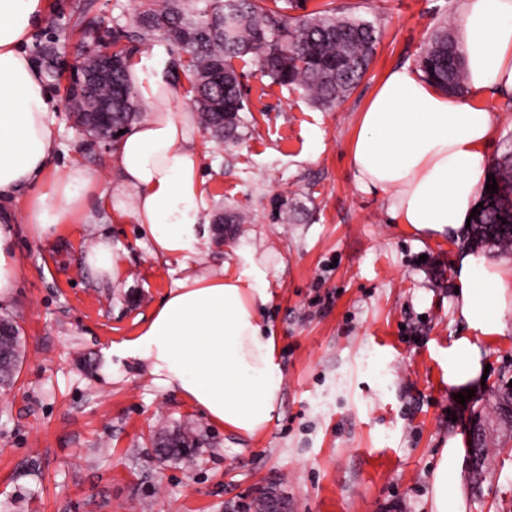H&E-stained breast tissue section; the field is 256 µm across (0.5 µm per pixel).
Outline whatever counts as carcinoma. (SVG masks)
I'll return each mask as SVG.
<instances>
[{
    "mask_svg": "<svg viewBox=\"0 0 512 512\" xmlns=\"http://www.w3.org/2000/svg\"><path fill=\"white\" fill-rule=\"evenodd\" d=\"M197 2L143 0L132 27L118 22L112 26V80L85 83V75L103 67L95 53L85 54L77 74L67 76V96L85 105L86 111L112 100V128L105 134L112 135L113 142L142 114L138 91L127 78L129 55L124 40L145 45L159 34L186 54V59L174 64L173 81L178 83L184 76L190 82L191 102L206 130L217 139L234 140L244 125L245 104L241 75L232 60L255 57L263 76L272 82L301 89L315 104L331 107L356 88L381 39L371 23L338 16L331 8L291 16L265 8L264 0H206L202 9ZM418 68L446 92L466 91L468 76L450 21L443 20L430 36ZM487 175L496 179L498 192L483 191V206L471 218L469 239L478 247L492 235L498 247L507 249L512 246V229L503 227L499 217L512 212L511 143L505 145L504 161ZM19 360L18 356L0 360L1 386H11ZM488 416L512 420L511 386L506 384L493 394ZM196 446L193 428L185 426L161 438L157 452L167 460L183 461L192 457Z\"/></svg>",
    "mask_w": 512,
    "mask_h": 512,
    "instance_id": "cac0c4a2",
    "label": "carcinoma"
}]
</instances>
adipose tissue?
Returning a JSON list of instances; mask_svg holds the SVG:
<instances>
[{
  "instance_id": "ef3b65f1",
  "label": "adipose tissue",
  "mask_w": 512,
  "mask_h": 512,
  "mask_svg": "<svg viewBox=\"0 0 512 512\" xmlns=\"http://www.w3.org/2000/svg\"><path fill=\"white\" fill-rule=\"evenodd\" d=\"M46 8V0H0V200L43 179L45 192L26 210L36 235L75 223L94 195L130 212L156 257L192 259L207 236L200 228L204 181L192 115L173 111L168 82L147 75L142 64L129 65L128 79L153 117L117 143L119 182L101 189L98 175L77 165L47 178L56 103L21 49ZM459 17L467 95L445 93L411 67L391 70L360 112L349 147L359 189L385 193L392 221L422 236L466 234L496 125L495 113L479 99L512 94V0H460ZM129 190L134 202L128 207L121 198ZM454 265L457 313L468 328L447 350L445 380L455 393L480 385L481 344L503 335L512 318V264L463 248ZM19 271L13 220L6 216L0 218V302L12 296ZM269 299L258 283L222 271L176 281L123 349L148 362L160 383L209 423L257 436L271 421L281 387L275 339L259 318ZM465 455L459 435L441 448L431 476L432 512H466Z\"/></svg>"
}]
</instances>
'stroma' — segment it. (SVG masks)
I'll use <instances>...</instances> for the list:
<instances>
[{"mask_svg":"<svg viewBox=\"0 0 512 512\" xmlns=\"http://www.w3.org/2000/svg\"><path fill=\"white\" fill-rule=\"evenodd\" d=\"M372 22L375 58L338 107L262 76L234 60L248 111L238 141L196 128L205 181L201 221L233 209L244 224L181 263L150 254L132 219L115 221L95 200L49 240L24 220L30 191L10 207L21 269L0 317L18 326L22 362L0 394V512H247L274 490L287 512H431V471L449 436L469 437L492 390L512 378V320L484 342V386L458 402L444 379L451 340L467 334L457 315L458 239L424 237L392 223L387 199L358 189L348 148L357 117L385 74L417 64L456 0H308ZM140 0H49L23 49L43 66L54 43L75 62L78 15L101 29L130 22ZM57 112L50 175L72 165L114 182L113 145L74 123L63 85L48 82ZM112 238L121 272L99 278L85 252L99 232ZM262 271L271 300L263 326L277 338L281 390L268 428L243 438L211 425L148 365L126 356L174 281ZM192 426L190 461L160 459L155 442ZM481 486L464 472L466 512H512V440L495 448Z\"/></svg>","mask_w":512,"mask_h":512,"instance_id":"stroma-1","label":"stroma"}]
</instances>
